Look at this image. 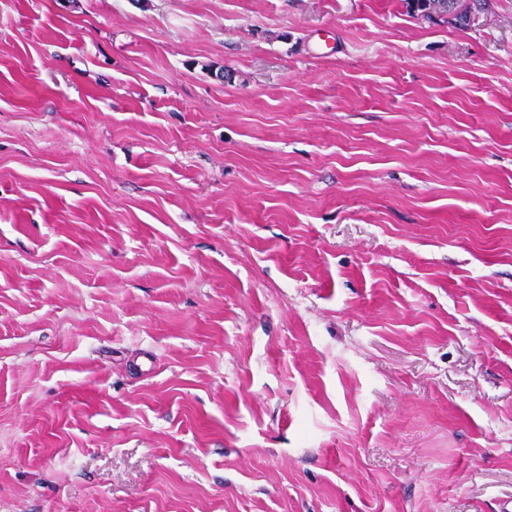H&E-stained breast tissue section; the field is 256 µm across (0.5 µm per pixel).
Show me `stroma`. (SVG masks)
<instances>
[{
  "instance_id": "1",
  "label": "stroma",
  "mask_w": 512,
  "mask_h": 512,
  "mask_svg": "<svg viewBox=\"0 0 512 512\" xmlns=\"http://www.w3.org/2000/svg\"><path fill=\"white\" fill-rule=\"evenodd\" d=\"M512 0H0V512H498ZM448 6V0H405L409 13L427 21L443 20L454 27L468 28L479 20L481 14H484L489 6L488 0H469L470 6L474 7L472 18L461 13L448 18V9L452 12H460V1L451 0ZM474 2V4H473Z\"/></svg>"
}]
</instances>
